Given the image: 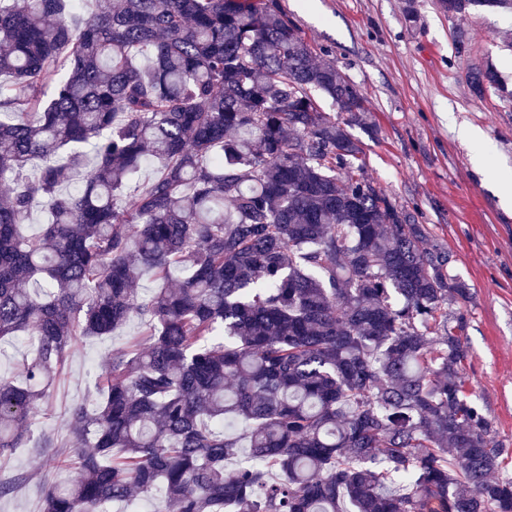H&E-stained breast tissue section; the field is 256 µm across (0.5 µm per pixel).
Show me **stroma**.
I'll return each mask as SVG.
<instances>
[{"label": "stroma", "instance_id": "1", "mask_svg": "<svg viewBox=\"0 0 512 512\" xmlns=\"http://www.w3.org/2000/svg\"><path fill=\"white\" fill-rule=\"evenodd\" d=\"M316 61L334 64L365 98L368 128L351 132L364 148L366 177L415 214L425 246L446 252L469 295L451 307L465 320L467 385L493 424L492 436L512 465V209L485 183L512 175V101L473 96V67L493 63L512 85V14H445L436 0H280ZM465 36L469 50L457 53ZM480 129L483 172L453 123ZM138 317L104 338L79 340L57 380L38 431L64 438L70 407L96 398L94 383L114 350L141 338ZM49 448H19L8 471L32 473L0 512H39Z\"/></svg>", "mask_w": 512, "mask_h": 512}]
</instances>
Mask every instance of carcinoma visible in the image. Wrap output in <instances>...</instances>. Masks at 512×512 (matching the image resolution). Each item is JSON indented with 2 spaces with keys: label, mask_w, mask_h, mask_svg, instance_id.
<instances>
[{
  "label": "carcinoma",
  "mask_w": 512,
  "mask_h": 512,
  "mask_svg": "<svg viewBox=\"0 0 512 512\" xmlns=\"http://www.w3.org/2000/svg\"><path fill=\"white\" fill-rule=\"evenodd\" d=\"M81 2L0 0V339L32 346L0 378V463L77 337L133 315L150 332L69 409L68 440L39 437L73 449L40 512H512L448 314L469 288L355 163L357 87L279 0ZM469 86L504 91L488 65ZM29 479L0 476V498Z\"/></svg>",
  "instance_id": "obj_1"
}]
</instances>
